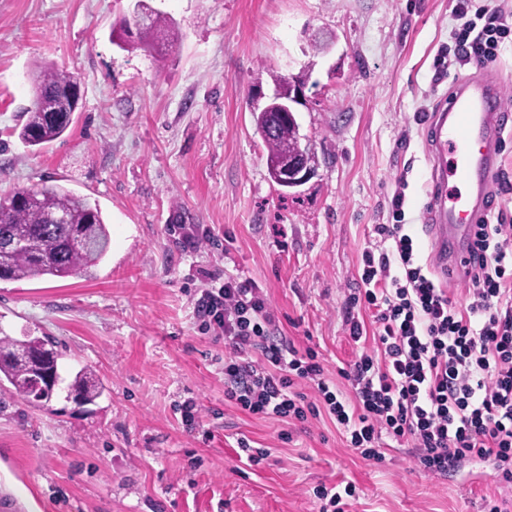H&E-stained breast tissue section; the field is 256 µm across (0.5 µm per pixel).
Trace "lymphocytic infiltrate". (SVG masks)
Here are the masks:
<instances>
[{"label": "lymphocytic infiltrate", "mask_w": 512, "mask_h": 512, "mask_svg": "<svg viewBox=\"0 0 512 512\" xmlns=\"http://www.w3.org/2000/svg\"><path fill=\"white\" fill-rule=\"evenodd\" d=\"M459 66L486 68L512 26L485 0H457ZM363 252L360 288L346 303L354 344L374 340L340 371L351 394L331 385L313 349L281 336L256 282L234 274L193 303L202 333L224 343V398L249 414L306 422L327 414L363 458L382 460L385 439L413 445L424 472L442 476L466 459L489 462L512 481V215L476 224L464 299L420 261L405 225L378 224ZM375 324L367 330L360 312ZM317 394L308 401L304 387Z\"/></svg>", "instance_id": "f902f5d3"}]
</instances>
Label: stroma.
I'll list each match as a JSON object with an SVG mask.
<instances>
[{
    "instance_id": "stroma-1",
    "label": "stroma",
    "mask_w": 512,
    "mask_h": 512,
    "mask_svg": "<svg viewBox=\"0 0 512 512\" xmlns=\"http://www.w3.org/2000/svg\"><path fill=\"white\" fill-rule=\"evenodd\" d=\"M179 39L159 55L112 43L134 0H0V197L60 185L100 207L119 247L96 279L0 282V327L54 340L60 373L93 366L108 386L82 408L57 389L37 410L0 389V502L16 512H318L317 486L354 483L348 512H485L512 483L473 460L427 475L413 448L382 461L348 447L328 416L286 424L224 400V344L192 302L204 266L255 280L282 335L315 349L329 381L360 348L346 300L373 228L404 223L432 251L427 118L459 79L455 0H148ZM335 36L330 52L315 33ZM80 79L82 104L43 149L18 138L31 72ZM300 82L302 144L319 164L302 186L272 183L252 113L275 77ZM211 229L222 249L182 251L170 225ZM194 399L199 424L178 406ZM290 432L283 441L282 432ZM266 449L239 460L238 438Z\"/></svg>"
}]
</instances>
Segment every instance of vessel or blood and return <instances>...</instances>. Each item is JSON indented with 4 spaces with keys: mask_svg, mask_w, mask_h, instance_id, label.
<instances>
[{
    "mask_svg": "<svg viewBox=\"0 0 512 512\" xmlns=\"http://www.w3.org/2000/svg\"><path fill=\"white\" fill-rule=\"evenodd\" d=\"M502 80L492 75L457 84L433 113L428 146L434 158L427 206L434 258L451 278L464 276L467 252L460 244L488 207L496 148L507 124Z\"/></svg>",
    "mask_w": 512,
    "mask_h": 512,
    "instance_id": "obj_1",
    "label": "vessel or blood"
}]
</instances>
